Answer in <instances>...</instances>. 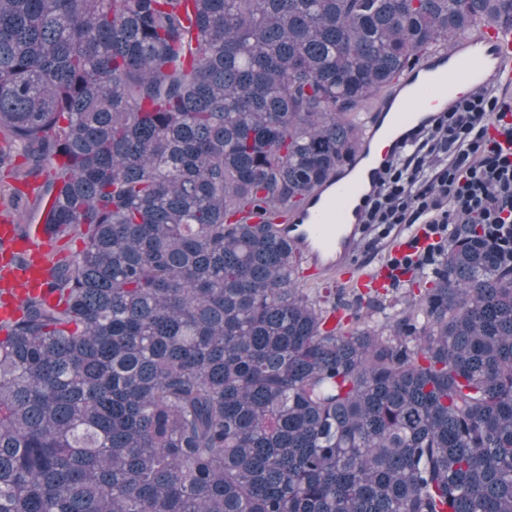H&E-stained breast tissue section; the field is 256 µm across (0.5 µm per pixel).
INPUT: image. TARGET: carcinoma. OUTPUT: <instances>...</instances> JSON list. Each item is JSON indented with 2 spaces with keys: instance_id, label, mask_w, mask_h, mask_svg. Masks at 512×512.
Listing matches in <instances>:
<instances>
[{
  "instance_id": "cac0c4a2",
  "label": "carcinoma",
  "mask_w": 512,
  "mask_h": 512,
  "mask_svg": "<svg viewBox=\"0 0 512 512\" xmlns=\"http://www.w3.org/2000/svg\"><path fill=\"white\" fill-rule=\"evenodd\" d=\"M0 0V167L81 232L0 339V512H512V266L328 327L285 217L512 0ZM3 201L21 216L26 195Z\"/></svg>"
}]
</instances>
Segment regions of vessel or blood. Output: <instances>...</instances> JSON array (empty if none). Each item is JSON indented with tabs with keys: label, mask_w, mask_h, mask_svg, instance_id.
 <instances>
[{
	"label": "vessel or blood",
	"mask_w": 512,
	"mask_h": 512,
	"mask_svg": "<svg viewBox=\"0 0 512 512\" xmlns=\"http://www.w3.org/2000/svg\"><path fill=\"white\" fill-rule=\"evenodd\" d=\"M401 83L409 91L396 111L381 105L372 113L363 148L348 165L350 178L331 175L295 206L283 227L318 278L367 293H385L395 282L385 262L350 280L344 275L359 263L357 245L367 235L366 201L377 189L387 160L409 133L447 111L458 98L460 84L472 93L487 86L512 89V29L484 24L452 49L418 63ZM49 237L46 225L20 226L13 218H0V321L11 319L27 296L49 297L52 263L42 248Z\"/></svg>",
	"instance_id": "vessel-or-blood-1"
}]
</instances>
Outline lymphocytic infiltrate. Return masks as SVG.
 <instances>
[{"label":"lymphocytic infiltrate","instance_id":"f902f5d3","mask_svg":"<svg viewBox=\"0 0 512 512\" xmlns=\"http://www.w3.org/2000/svg\"><path fill=\"white\" fill-rule=\"evenodd\" d=\"M364 222L378 237L424 225L431 244L407 267L434 265L459 226L475 224L512 259V97H464L433 126L410 134L386 166Z\"/></svg>","mask_w":512,"mask_h":512}]
</instances>
